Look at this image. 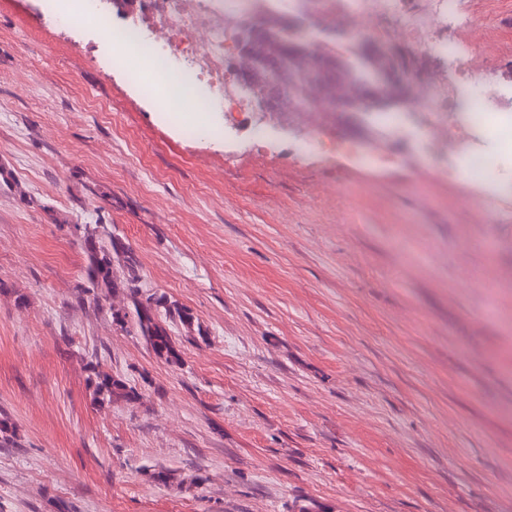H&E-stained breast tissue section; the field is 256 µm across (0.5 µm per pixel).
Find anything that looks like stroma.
I'll use <instances>...</instances> for the list:
<instances>
[{
    "mask_svg": "<svg viewBox=\"0 0 512 512\" xmlns=\"http://www.w3.org/2000/svg\"><path fill=\"white\" fill-rule=\"evenodd\" d=\"M512 107V0H464ZM232 147L169 122L37 0H0V512H512V201L419 145L354 164L371 115L327 153ZM110 225L137 286L176 301L171 366L80 292L83 229ZM138 397L100 408L90 365ZM159 470L174 485L150 480Z\"/></svg>",
    "mask_w": 512,
    "mask_h": 512,
    "instance_id": "stroma-1",
    "label": "stroma"
}]
</instances>
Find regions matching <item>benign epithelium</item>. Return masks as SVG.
<instances>
[{"label": "benign epithelium", "instance_id": "benign-epithelium-1", "mask_svg": "<svg viewBox=\"0 0 512 512\" xmlns=\"http://www.w3.org/2000/svg\"><path fill=\"white\" fill-rule=\"evenodd\" d=\"M323 24L314 12L300 17L286 16L278 23L269 25L260 20L247 21L240 25L235 35L236 55L247 61V66L236 72L239 85L247 89L256 106L264 112H290L309 105V92L315 90L325 97L334 112H352L359 105L376 101L367 92H358L352 98L342 99L335 95L336 85L344 80L334 63L326 60L318 51L321 41L318 32ZM340 42L355 39L359 53L371 52L387 67H395V86L387 102L395 107L409 104L408 89L416 84L432 81L435 72L420 56L393 57L396 45L368 36L354 38L352 32L338 26L331 29ZM298 43L308 45L314 56L312 67L305 71H294V48Z\"/></svg>", "mask_w": 512, "mask_h": 512}]
</instances>
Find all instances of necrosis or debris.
<instances>
[{
    "label": "necrosis or debris",
    "mask_w": 512,
    "mask_h": 512,
    "mask_svg": "<svg viewBox=\"0 0 512 512\" xmlns=\"http://www.w3.org/2000/svg\"><path fill=\"white\" fill-rule=\"evenodd\" d=\"M310 5L329 26L390 38L452 67L469 66V82L450 90L414 87L411 108L425 113V123L416 129L402 113H384V140L352 146L349 153L357 162L390 163L387 138L417 137L430 156L453 152V167L440 168V175L478 186L485 210L512 199V110L486 108L491 90L481 80L483 58L464 56L462 44L441 35L449 23L471 26L460 0H310ZM43 6L55 27L96 36L113 67L145 82L169 120L183 122L190 108L207 113L206 121L190 126L196 137L229 138L244 127L255 145L274 143L271 126L255 119L245 94L225 83L235 60L232 27L253 15L246 0H132L122 9L114 0H43Z\"/></svg>",
    "instance_id": "necrosis-or-debris-1"
}]
</instances>
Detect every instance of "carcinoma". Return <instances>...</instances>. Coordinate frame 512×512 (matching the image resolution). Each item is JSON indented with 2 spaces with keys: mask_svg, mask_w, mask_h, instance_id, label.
<instances>
[{
  "mask_svg": "<svg viewBox=\"0 0 512 512\" xmlns=\"http://www.w3.org/2000/svg\"><path fill=\"white\" fill-rule=\"evenodd\" d=\"M345 68L349 82L359 89L367 85L377 86L381 81L383 67L374 61L365 62L361 69L348 63ZM85 233L91 251L86 271L88 286L84 288V293L98 301L111 296L119 288H129L139 266L135 253L123 247L112 231L104 225L88 228ZM119 249L124 254V267L127 271V276L123 278L116 275L112 263V252ZM164 318L186 328L193 321L192 314L177 303L163 295L157 298L151 294L145 296L137 288H130V301L127 306L112 311V323L117 329L140 339L157 358L176 365L181 363V354L169 329L162 324ZM88 387L93 403L100 407L120 400L131 401L137 397L135 388L122 378L103 372L95 366L90 369Z\"/></svg>",
  "mask_w": 512,
  "mask_h": 512,
  "instance_id": "obj_1",
  "label": "carcinoma"
}]
</instances>
